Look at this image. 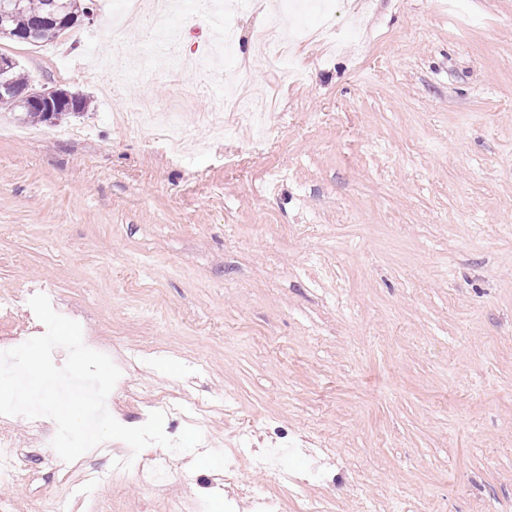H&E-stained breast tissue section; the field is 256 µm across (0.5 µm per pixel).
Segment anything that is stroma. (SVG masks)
I'll return each instance as SVG.
<instances>
[{"label":"stroma","mask_w":512,"mask_h":512,"mask_svg":"<svg viewBox=\"0 0 512 512\" xmlns=\"http://www.w3.org/2000/svg\"><path fill=\"white\" fill-rule=\"evenodd\" d=\"M207 2L169 22L202 64L176 79L136 27L113 68V0L54 41L0 42L35 86L91 101L62 121L79 139L0 110V296L47 295L108 352L121 424L156 388L209 405L202 447L235 475L179 453L150 490L109 440L0 476V512H512V0H329L344 38L298 46L296 79L252 32L318 9L253 0L215 58ZM244 67L278 94L261 146L208 118ZM144 98L178 113L182 154L113 123Z\"/></svg>","instance_id":"stroma-1"}]
</instances>
